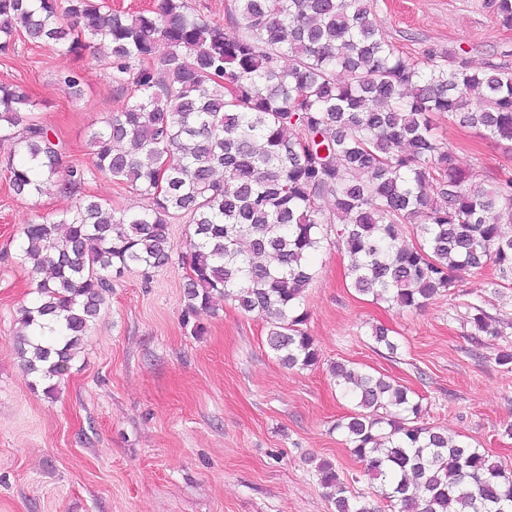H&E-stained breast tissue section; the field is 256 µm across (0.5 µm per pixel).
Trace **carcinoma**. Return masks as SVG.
I'll list each match as a JSON object with an SVG mask.
<instances>
[{
  "mask_svg": "<svg viewBox=\"0 0 512 512\" xmlns=\"http://www.w3.org/2000/svg\"><path fill=\"white\" fill-rule=\"evenodd\" d=\"M225 16L240 34L187 0L131 13L104 0H0V54L20 34L65 53L111 50L124 103L91 130V163L68 170L62 190L104 175L147 201L117 210L84 197L23 227L19 259L36 288L15 341L32 388L67 373L114 279L170 263L176 222L193 228L186 312L221 296L264 317L287 369L320 358L304 301L328 224L340 225L352 288L398 308L419 309L488 264L492 287L512 283V178L468 186L470 172L432 134L440 115L512 143L511 67L474 71L434 49L410 56L375 25L372 0H229ZM32 107L0 84V143L16 147L9 184L27 197L59 175V144ZM471 308L472 336L499 334ZM372 338L398 349L382 325ZM332 372L359 408L336 428L391 512H512V469L421 423L406 387L342 363ZM316 476L336 512H377L349 496L332 462Z\"/></svg>",
  "mask_w": 512,
  "mask_h": 512,
  "instance_id": "carcinoma-1",
  "label": "carcinoma"
}]
</instances>
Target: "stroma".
Listing matches in <instances>:
<instances>
[{
  "instance_id": "1",
  "label": "stroma",
  "mask_w": 512,
  "mask_h": 512,
  "mask_svg": "<svg viewBox=\"0 0 512 512\" xmlns=\"http://www.w3.org/2000/svg\"><path fill=\"white\" fill-rule=\"evenodd\" d=\"M372 15L414 55L435 49L475 69L512 65V27L493 0H373ZM109 62L103 45L69 55L21 35L0 56V83L38 103L63 167L88 163L91 129L123 104ZM74 71L77 97L59 82ZM436 125L474 183L512 176V143L445 119ZM11 150L0 143V512H334L315 473L322 459L352 494L372 496L374 482L335 429L355 411L336 388L338 362L409 388L427 426L512 467V368L494 360L512 346V288L491 293L487 268L418 310L376 303L350 287L348 259L332 237L311 258L316 276L305 298L316 366H280L265 319L232 301L186 313L191 229L174 224L172 263L117 279L54 396L31 389L14 351L20 310L35 289L17 261L21 228L72 209L77 197L55 183L37 197L15 195L5 169ZM471 302L505 323L476 351L464 322ZM375 325L396 331V354L373 341Z\"/></svg>"
}]
</instances>
